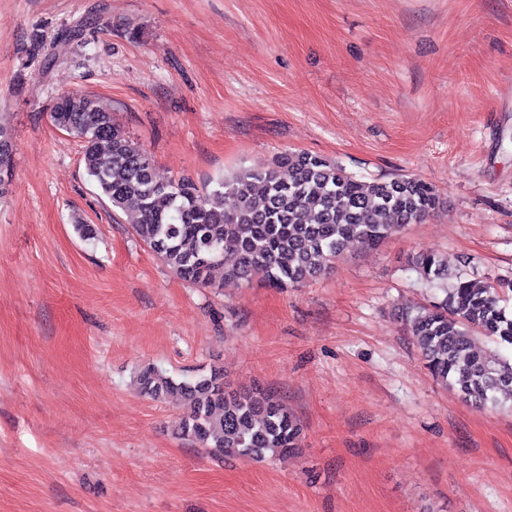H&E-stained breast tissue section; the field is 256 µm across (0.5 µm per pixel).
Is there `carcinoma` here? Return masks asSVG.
<instances>
[{"mask_svg":"<svg viewBox=\"0 0 512 512\" xmlns=\"http://www.w3.org/2000/svg\"><path fill=\"white\" fill-rule=\"evenodd\" d=\"M51 121L80 142L89 180L137 238L177 277L200 288L220 287L217 269L246 286L258 271L270 288L311 282L331 268L347 242L375 249L441 205L436 191L416 177L366 180L301 151L281 152L265 168L239 169L207 187L188 178L162 181L111 109L81 91L59 97ZM227 253L236 261L226 267ZM411 264L430 288L448 278L447 265L433 253L419 252ZM511 294L512 280L479 285L459 276L441 301L402 314L429 373L478 408L498 403L500 394L512 398V360L499 352L512 346L505 305ZM476 333L495 348L475 350ZM137 382L153 399H180L178 435L216 458L260 462L300 448V420L267 388L241 393L226 386L218 370L176 380L152 365L139 370Z\"/></svg>","mask_w":512,"mask_h":512,"instance_id":"obj_1","label":"carcinoma"}]
</instances>
